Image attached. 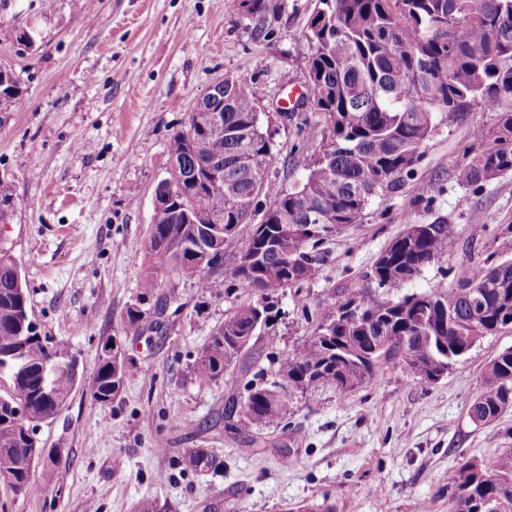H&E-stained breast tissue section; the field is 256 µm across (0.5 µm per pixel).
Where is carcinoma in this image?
Here are the masks:
<instances>
[{
  "mask_svg": "<svg viewBox=\"0 0 512 512\" xmlns=\"http://www.w3.org/2000/svg\"><path fill=\"white\" fill-rule=\"evenodd\" d=\"M0 40L25 50L34 44L31 31L1 25ZM306 40L313 112L323 136L313 148L305 141L299 146L311 159L300 186L260 209L275 155L272 133L257 112L262 89L246 78L224 79V137L202 131L201 115L191 112L167 143L169 166L155 187L145 243L151 268L137 303L127 309L129 327L144 320L141 305L167 277L207 290L209 274L224 257V239L262 213L243 246L256 258V275L235 270L233 278L266 302H243L224 316L194 361L201 383L234 372L269 324L272 295L318 277L314 248L325 236L358 223L372 196L412 179L439 115L454 122L483 106L499 108L493 129L473 130L474 140L489 139L492 146L469 158L463 178L482 187L512 174V0H317ZM23 103L14 73L0 66V112ZM207 164L224 172L220 182L206 173ZM269 232L282 233L283 250L268 247ZM454 247L442 220L406 225L366 274L374 288L320 310L313 335L278 359V380L267 384L256 374L244 383L243 400L224 405L226 427L277 426L288 411V392L324 384L354 389L392 360L429 382L437 361L458 362L480 338L512 328L511 259L473 266L454 287L386 297ZM18 270L11 248L1 244L0 375L7 374L10 385L0 394V494L14 496L28 490L35 465L29 430L54 418L77 385L71 369L52 359L49 338L26 316L28 295ZM131 368L130 362L98 357L92 399L110 402ZM16 407L23 410L20 418ZM509 410L512 348L488 364L469 417L486 426ZM187 459L199 473L219 469L216 456L204 449L189 450ZM448 489L457 512H512V453L490 469L458 464L448 474Z\"/></svg>",
  "mask_w": 512,
  "mask_h": 512,
  "instance_id": "cac0c4a2",
  "label": "carcinoma"
}]
</instances>
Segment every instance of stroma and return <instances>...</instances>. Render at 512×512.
Instances as JSON below:
<instances>
[{"mask_svg":"<svg viewBox=\"0 0 512 512\" xmlns=\"http://www.w3.org/2000/svg\"><path fill=\"white\" fill-rule=\"evenodd\" d=\"M277 2L251 16L240 0H0V22L35 31L30 49L0 43V65L25 95L17 111L0 112V179L14 198L0 241L19 264L33 322L62 359L78 360L80 378L37 428L43 447L62 449L64 481L35 466L26 494L0 497V512H134L143 498L161 512H453L449 470L512 452V411L483 428L467 413L488 363L512 347V328L483 337L439 382L391 365L353 390L293 393L283 427L225 428V402L243 395L239 374L203 385L192 363L226 311L261 300L232 276L250 224L225 240L208 290L165 280L147 303L148 327L128 328L167 141L214 79L246 77L264 91L258 112L276 161L263 202L308 173L296 146L319 143L323 126L297 128L277 107L307 91L304 34L316 0ZM497 115L490 106L441 122L414 173L425 203L405 189L381 192L359 223L329 234L319 277L273 296L275 317L241 364L276 380L277 358L312 336L317 311L366 287L405 225L442 220L456 247L394 298L512 256V175L481 188L461 175L472 130L492 128ZM110 337L135 369L102 405L88 388ZM191 448L214 452L222 467L194 472L184 462Z\"/></svg>","mask_w":512,"mask_h":512,"instance_id":"obj_1","label":"stroma"}]
</instances>
